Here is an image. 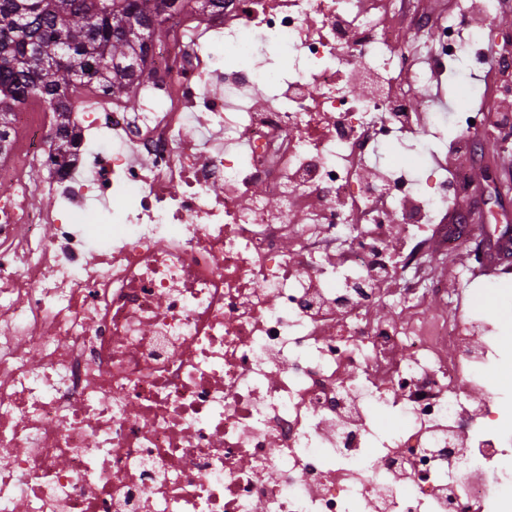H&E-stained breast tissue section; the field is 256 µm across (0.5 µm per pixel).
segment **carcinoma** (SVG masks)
I'll return each instance as SVG.
<instances>
[{
  "label": "carcinoma",
  "mask_w": 512,
  "mask_h": 512,
  "mask_svg": "<svg viewBox=\"0 0 512 512\" xmlns=\"http://www.w3.org/2000/svg\"><path fill=\"white\" fill-rule=\"evenodd\" d=\"M213 0H0V124L32 99L69 122L68 95L88 84L126 102L145 79L153 32L175 15L213 12Z\"/></svg>",
  "instance_id": "1"
}]
</instances>
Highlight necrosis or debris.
<instances>
[{
    "label": "necrosis or debris",
    "instance_id": "necrosis-or-debris-1",
    "mask_svg": "<svg viewBox=\"0 0 512 512\" xmlns=\"http://www.w3.org/2000/svg\"><path fill=\"white\" fill-rule=\"evenodd\" d=\"M401 2L225 0L166 31L136 109L79 95L64 150L43 107L0 126V512H512L488 327L417 316L465 239L448 183L362 185L484 0L409 52ZM271 35L287 74L241 60Z\"/></svg>",
    "mask_w": 512,
    "mask_h": 512
}]
</instances>
